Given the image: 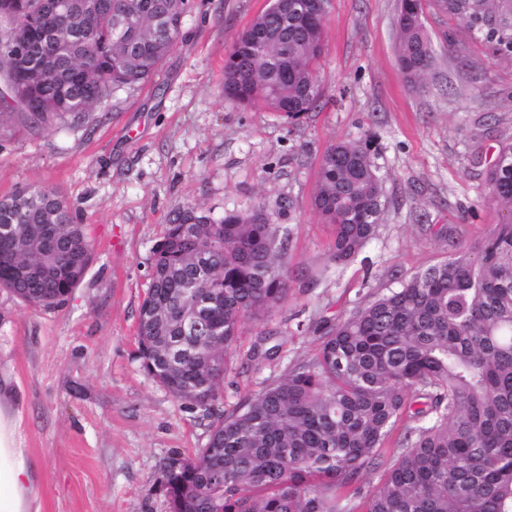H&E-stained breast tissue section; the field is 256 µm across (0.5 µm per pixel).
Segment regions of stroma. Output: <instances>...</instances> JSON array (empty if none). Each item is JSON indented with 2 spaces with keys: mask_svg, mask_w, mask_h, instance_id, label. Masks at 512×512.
<instances>
[{
  "mask_svg": "<svg viewBox=\"0 0 512 512\" xmlns=\"http://www.w3.org/2000/svg\"><path fill=\"white\" fill-rule=\"evenodd\" d=\"M269 0H194L150 81L117 90L81 123L39 131L0 117V199L57 190L91 256L64 304L0 290V369L25 396L24 446L42 467V512H168L162 470L210 435L198 410L144 369L136 340L153 251L180 211L222 219L260 211L288 244L287 300L236 336L217 410L231 412L312 358L322 320L474 245L499 220L484 169L512 141V61L465 23L427 10L436 62L408 82L396 51L398 0H329L318 63L321 104L291 121L224 96V59ZM338 141L369 143L385 207L361 258L330 256L314 206L317 171ZM454 230V245L439 231ZM276 359L250 361L256 344Z\"/></svg>",
  "mask_w": 512,
  "mask_h": 512,
  "instance_id": "stroma-1",
  "label": "stroma"
}]
</instances>
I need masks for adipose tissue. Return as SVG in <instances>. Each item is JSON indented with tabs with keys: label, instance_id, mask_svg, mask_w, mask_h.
<instances>
[{
	"label": "adipose tissue",
	"instance_id": "adipose-tissue-1",
	"mask_svg": "<svg viewBox=\"0 0 512 512\" xmlns=\"http://www.w3.org/2000/svg\"><path fill=\"white\" fill-rule=\"evenodd\" d=\"M23 396L0 372V512H41V468L23 444Z\"/></svg>",
	"mask_w": 512,
	"mask_h": 512
}]
</instances>
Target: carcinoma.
<instances>
[{"instance_id":"carcinoma-1","label":"carcinoma","mask_w":512,"mask_h":512,"mask_svg":"<svg viewBox=\"0 0 512 512\" xmlns=\"http://www.w3.org/2000/svg\"><path fill=\"white\" fill-rule=\"evenodd\" d=\"M465 21L471 38L512 59V0H399L397 58L404 76L435 64L429 5ZM190 0H112V14L72 43L31 25L27 0H0V34L28 31L14 92L0 112L39 129L82 122L114 92L152 77L181 34ZM129 19L127 31L113 29ZM323 18L269 8L237 36L224 60L232 100L300 117L317 107ZM502 212L474 246L362 298L321 326L317 354L228 415L215 412L240 325L287 297L286 238L252 209L216 221L181 211L154 251L137 340L145 370L211 420L205 448L163 467L169 512H356L363 476L382 469L366 512H512V143L485 171ZM315 207L333 226L332 260L355 259L376 235L382 185L367 147L324 153ZM49 216L59 237L86 239L58 193L23 189L0 199V238L25 242L17 270L46 267L38 248ZM90 254L69 257L72 276L34 284L22 300L51 309L84 279Z\"/></svg>"}]
</instances>
